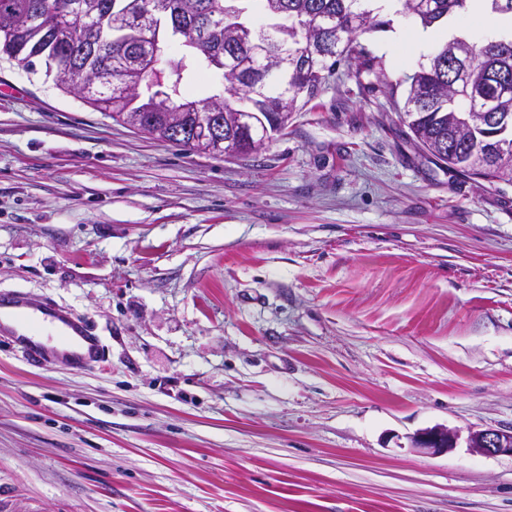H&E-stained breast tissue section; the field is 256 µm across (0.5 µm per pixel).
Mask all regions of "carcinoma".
Here are the masks:
<instances>
[{"mask_svg": "<svg viewBox=\"0 0 512 512\" xmlns=\"http://www.w3.org/2000/svg\"><path fill=\"white\" fill-rule=\"evenodd\" d=\"M245 0H163L161 23L138 32L128 29L122 0H0V56L36 71L34 60L44 62L45 73H56L64 89L75 91L93 108L113 120L144 111L150 104L151 121L142 131L164 128L179 105L187 109L184 123L203 126L210 121L205 108L220 106L222 113L241 110L260 113L254 126L256 140L280 128L278 113L293 99L306 106L331 77L336 65L355 67L353 76L374 77L363 88L372 92L380 83L394 94L376 57L360 37L383 31L390 21L379 18L370 0H251L255 9L275 22L288 11V26L276 32L288 50V84L271 71L264 88L254 81L260 60H239L238 71L224 77L225 86L203 100L184 95L189 73L214 67L212 52H230L241 42L252 43L259 29L246 17L224 31V11L247 12ZM396 13L428 28L451 15L466 11L467 0H396ZM112 16V28L92 30L88 19ZM212 17L219 23L205 30V41L183 35V51L166 57V34L183 15ZM156 40V54L143 56L144 43ZM468 66L460 83L449 80L452 65ZM512 86V40L455 38L440 43L417 70L407 76V88L398 118L412 133L420 150L460 175L512 182V94L500 100L496 112L503 124L478 116L479 97L499 93L501 82ZM163 140L189 151L224 155V149H207L192 137Z\"/></svg>", "mask_w": 512, "mask_h": 512, "instance_id": "carcinoma-1", "label": "carcinoma"}]
</instances>
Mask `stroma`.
<instances>
[{"mask_svg": "<svg viewBox=\"0 0 512 512\" xmlns=\"http://www.w3.org/2000/svg\"><path fill=\"white\" fill-rule=\"evenodd\" d=\"M362 35L390 82L432 51ZM71 310L87 368L0 335V512H512V182L448 171L340 64L260 153L191 152L0 60V292ZM455 447L422 454L418 430ZM456 439L455 431L446 426H434L417 432L412 438V448H417L420 452L442 453L453 448ZM469 446L475 452L487 455L512 456V430L501 428H485L470 431Z\"/></svg>", "mask_w": 512, "mask_h": 512, "instance_id": "obj_1", "label": "stroma"}]
</instances>
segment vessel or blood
Instances as JSON below:
<instances>
[{
  "label": "vessel or blood",
  "mask_w": 512,
  "mask_h": 512,
  "mask_svg": "<svg viewBox=\"0 0 512 512\" xmlns=\"http://www.w3.org/2000/svg\"><path fill=\"white\" fill-rule=\"evenodd\" d=\"M7 309L28 313L29 317L48 324L57 332L59 344L48 349L50 358L78 367H86L98 361L99 336L71 311L46 301L25 298L17 292L0 293V313Z\"/></svg>",
  "instance_id": "vessel-or-blood-1"
}]
</instances>
